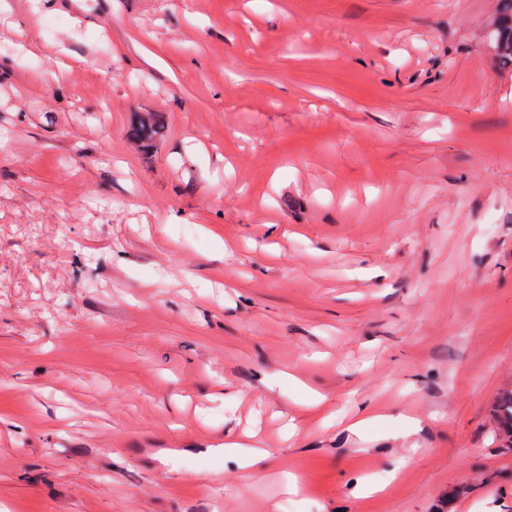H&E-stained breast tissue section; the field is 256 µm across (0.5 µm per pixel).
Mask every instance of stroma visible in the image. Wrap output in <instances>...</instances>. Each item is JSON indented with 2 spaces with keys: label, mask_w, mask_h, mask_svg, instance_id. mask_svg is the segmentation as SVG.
<instances>
[{
  "label": "stroma",
  "mask_w": 512,
  "mask_h": 512,
  "mask_svg": "<svg viewBox=\"0 0 512 512\" xmlns=\"http://www.w3.org/2000/svg\"><path fill=\"white\" fill-rule=\"evenodd\" d=\"M496 4L0 0V512H512ZM165 122L162 115L151 112L136 116L129 128L130 138L138 144L140 150L150 154L156 141L162 136ZM494 412L499 432L507 443L504 448L512 449V389L500 394Z\"/></svg>",
  "instance_id": "1"
}]
</instances>
